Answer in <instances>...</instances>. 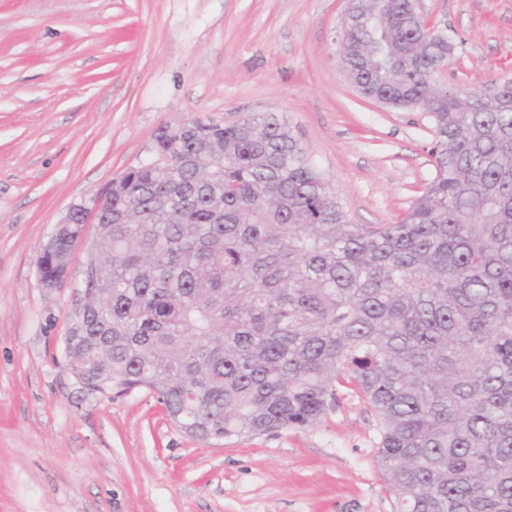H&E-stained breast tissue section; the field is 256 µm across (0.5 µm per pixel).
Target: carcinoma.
Wrapping results in <instances>:
<instances>
[{
  "label": "carcinoma",
  "instance_id": "obj_1",
  "mask_svg": "<svg viewBox=\"0 0 512 512\" xmlns=\"http://www.w3.org/2000/svg\"><path fill=\"white\" fill-rule=\"evenodd\" d=\"M459 49L415 0H351L344 76L435 133L394 224L350 223L282 116L160 126L97 212L69 368L153 391L203 442L311 426L351 387L394 512H512V81L441 84Z\"/></svg>",
  "mask_w": 512,
  "mask_h": 512
}]
</instances>
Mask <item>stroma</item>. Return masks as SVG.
I'll return each instance as SVG.
<instances>
[{
    "mask_svg": "<svg viewBox=\"0 0 512 512\" xmlns=\"http://www.w3.org/2000/svg\"><path fill=\"white\" fill-rule=\"evenodd\" d=\"M349 0H0V512H393L365 402L317 424L201 442L147 389L87 391L66 364L88 239L65 287L36 258L69 207L150 160L157 129L284 116L351 223L392 224L434 177L428 113L339 69ZM460 42L440 79H512V0H418Z\"/></svg>",
    "mask_w": 512,
    "mask_h": 512,
    "instance_id": "stroma-1",
    "label": "stroma"
}]
</instances>
